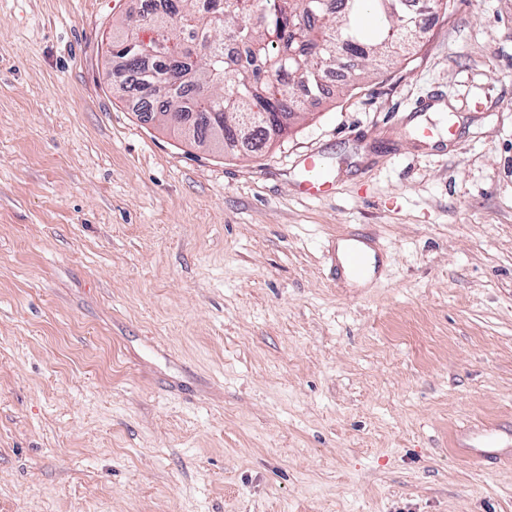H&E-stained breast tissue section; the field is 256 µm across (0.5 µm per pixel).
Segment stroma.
Listing matches in <instances>:
<instances>
[{
	"label": "stroma",
	"instance_id": "obj_1",
	"mask_svg": "<svg viewBox=\"0 0 512 512\" xmlns=\"http://www.w3.org/2000/svg\"><path fill=\"white\" fill-rule=\"evenodd\" d=\"M145 8L0 0V512H512V0L240 156L109 86ZM302 189L311 197H320L334 189L318 154H309L302 162ZM358 238L352 237L349 243L348 250L342 256V260L336 259V284L342 283L347 277L360 278L370 274V259L374 262L373 257L369 254L367 249L358 247Z\"/></svg>",
	"mask_w": 512,
	"mask_h": 512
}]
</instances>
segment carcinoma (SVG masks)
Returning a JSON list of instances; mask_svg holds the SVG:
<instances>
[{
    "label": "carcinoma",
    "mask_w": 512,
    "mask_h": 512,
    "mask_svg": "<svg viewBox=\"0 0 512 512\" xmlns=\"http://www.w3.org/2000/svg\"><path fill=\"white\" fill-rule=\"evenodd\" d=\"M405 0H154L112 30L111 85L159 103L158 113L196 114L190 142L216 133L222 150L246 119L259 120L254 150L288 134L283 119L307 111L338 67L376 74L411 54ZM156 41L144 47L141 29Z\"/></svg>",
    "instance_id": "cac0c4a2"
}]
</instances>
